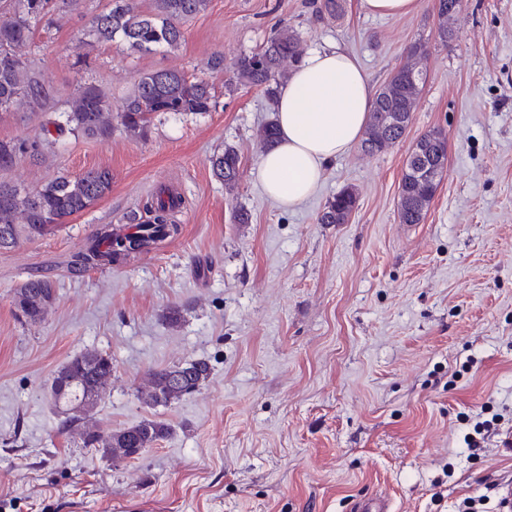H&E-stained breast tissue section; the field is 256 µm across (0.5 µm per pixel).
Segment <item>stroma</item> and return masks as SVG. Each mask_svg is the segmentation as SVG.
<instances>
[{
	"label": "stroma",
	"mask_w": 512,
	"mask_h": 512,
	"mask_svg": "<svg viewBox=\"0 0 512 512\" xmlns=\"http://www.w3.org/2000/svg\"><path fill=\"white\" fill-rule=\"evenodd\" d=\"M421 2L390 19L359 0L337 16L323 0H211L177 50L150 54L118 41L85 49L105 0L36 27L26 56L57 106L89 80L120 109L142 75L165 69L205 79L215 106L155 117L144 138L70 139L0 173L29 186L60 171L112 174L92 208L0 250V512H351L373 493L393 512H459L466 499L498 512L512 482V0H462L445 44L436 0ZM283 27L302 52L351 53L377 86L410 45L428 49L405 138L377 155L354 145L289 210L258 176L256 133L272 106L256 87L224 92L236 60ZM82 54L90 70H78ZM432 128L446 134L447 172L424 221L403 224L408 150ZM227 146L240 159L231 193L210 164ZM169 186L184 201L177 236L123 264L73 267L96 228L124 226ZM345 188L357 195L349 222L319 223ZM241 208L249 223H235ZM33 277L53 280L57 298L26 324L11 296ZM88 349L111 355L112 380L85 427L62 432L51 377ZM197 359L212 366L198 392L168 408L139 401L149 370ZM152 416L172 432L140 459L82 445L84 429Z\"/></svg>",
	"instance_id": "1"
}]
</instances>
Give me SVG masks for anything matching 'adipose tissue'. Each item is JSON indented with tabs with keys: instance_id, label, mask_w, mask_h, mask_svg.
<instances>
[{
	"instance_id": "obj_1",
	"label": "adipose tissue",
	"mask_w": 512,
	"mask_h": 512,
	"mask_svg": "<svg viewBox=\"0 0 512 512\" xmlns=\"http://www.w3.org/2000/svg\"><path fill=\"white\" fill-rule=\"evenodd\" d=\"M375 96L357 59L336 48L310 52L277 91V139L258 176L278 205L294 208L319 189L326 167L361 138Z\"/></svg>"
}]
</instances>
